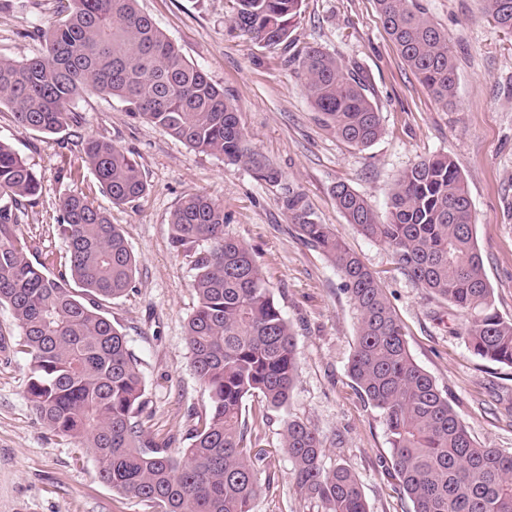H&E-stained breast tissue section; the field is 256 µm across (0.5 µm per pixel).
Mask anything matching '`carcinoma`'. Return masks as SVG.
Returning a JSON list of instances; mask_svg holds the SVG:
<instances>
[{"label":"carcinoma","instance_id":"obj_1","mask_svg":"<svg viewBox=\"0 0 512 512\" xmlns=\"http://www.w3.org/2000/svg\"><path fill=\"white\" fill-rule=\"evenodd\" d=\"M138 0H59L57 17L37 27L42 51L25 61L0 57V105L21 127L45 135L68 126L81 91L107 94L132 114L189 148L244 164L256 178L279 172L251 149L237 107L178 47ZM235 23L266 47L286 44L303 0H234ZM484 11L512 31V0H482ZM384 29L404 63L443 106L456 96L455 58L419 0H376ZM304 89L322 123L366 149L382 134L365 76L307 47L298 55ZM96 181L112 203L142 197L146 180L129 153L107 140L84 147ZM42 190L40 176L0 141V307L9 309L31 357L27 396L55 434L76 440L112 489L152 512H252L258 462L245 402L287 405L298 375L294 334L248 246L225 230L224 208L190 193L171 212L172 242L202 247L192 288L198 305L185 336L191 366L210 397L182 456L150 440L140 416L145 386L126 335L105 303L124 296L136 258L107 213L82 194L58 199L67 240L56 275L31 259L20 230L22 207ZM346 223L386 245L398 268L448 302L465 320L464 336L482 359L512 366V319L495 307L474 237L472 203L454 161L436 155L403 170L382 220L345 182L332 190ZM303 240L334 265L357 311L348 371L378 409L390 444L389 474L412 512H512V454L477 443L435 380L412 357L403 326L378 278L329 225L311 218L303 197L283 200ZM282 448L294 479L318 512H369L355 474L322 465L318 431L285 421Z\"/></svg>","mask_w":512,"mask_h":512}]
</instances>
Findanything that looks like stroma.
Wrapping results in <instances>:
<instances>
[{"mask_svg":"<svg viewBox=\"0 0 512 512\" xmlns=\"http://www.w3.org/2000/svg\"><path fill=\"white\" fill-rule=\"evenodd\" d=\"M420 2L447 33L456 59V102L447 108L405 65L375 0H304L291 45L275 48L236 27L234 0H138L186 60L236 104L251 146L280 173L274 183L220 156L191 150L107 95L77 97L72 122L50 136L24 130L0 106V140L42 181L21 224L33 254L58 272L66 240L56 222L57 202L75 191L107 211L137 259L128 292L106 310L138 359L145 430L173 454L187 448L210 399L191 367L185 336L197 305L192 255L173 247L170 214L184 195L205 194L223 207L227 232L251 249L291 326L300 362L285 407L268 409L256 398L246 402L247 417H264L252 439L268 453L260 465L266 486L253 512H317L297 488L281 446L291 418L320 433L325 468L346 466L355 473L370 512H412L386 472L390 445L383 420L348 375L356 312L336 268L291 224L282 205L291 190L302 193L315 219L330 225L379 277L414 360L447 393L472 438L512 452V367L474 355L448 302L398 270L384 244L346 224L333 199L334 186L343 181L385 214L401 171L434 155L449 156L471 198L474 235L495 305L512 319V32L497 27L480 0ZM56 6L57 0H0V56L23 60L40 54L42 45L31 33L54 17ZM304 46L321 48L366 75L383 125L370 148L344 142L310 106L292 60ZM90 137L131 152L147 181L141 198L115 205L99 190L83 152ZM64 165L73 177L60 174ZM20 341L9 310L0 307V512H148L105 483L85 449L37 418L26 394L30 357Z\"/></svg>","mask_w":512,"mask_h":512,"instance_id":"35a3bbf8","label":"stroma"}]
</instances>
